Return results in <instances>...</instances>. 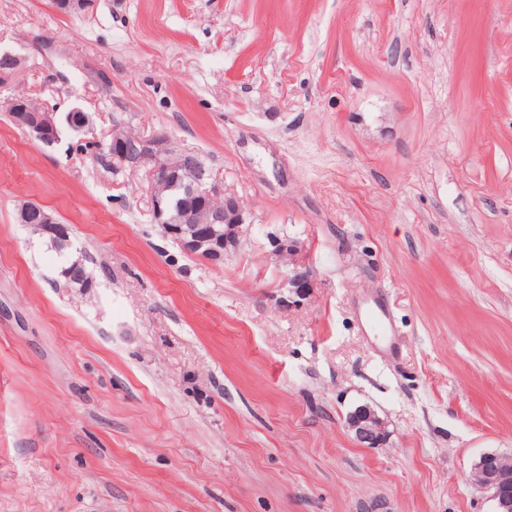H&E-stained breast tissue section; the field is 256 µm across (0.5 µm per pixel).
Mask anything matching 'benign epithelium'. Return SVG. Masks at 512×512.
Instances as JSON below:
<instances>
[{"label":"benign epithelium","mask_w":512,"mask_h":512,"mask_svg":"<svg viewBox=\"0 0 512 512\" xmlns=\"http://www.w3.org/2000/svg\"><path fill=\"white\" fill-rule=\"evenodd\" d=\"M95 0H58L55 8L67 13L90 12ZM26 98L14 101L16 123L30 138L51 147L59 141V126L66 123L78 133L94 131V121L85 115L82 120L74 118L80 108H72L64 118L57 116L53 108L42 106L29 109L24 106ZM100 162L118 170H146L150 182V207L153 222L164 235L189 257L203 258L211 264L224 262V258L238 246L247 224L248 212L243 201L235 194L224 191L213 167L203 160L197 150L179 145L164 134L140 135L132 145L119 137H112V147L99 156ZM182 183L194 195L212 203L207 221L196 220V210L187 206H174L162 195L157 185ZM36 232L59 234L61 227L56 216L49 210H40L39 222L32 225ZM272 256L288 265V277L283 287L288 289V305L297 306L309 296L314 287L313 271L303 256V246L296 240L272 239ZM346 425L357 443L364 448H376L386 441V423L369 405H359L346 416ZM509 467L512 458L495 453H484L474 464L470 480L479 489L489 494L493 502L492 512H512V499L497 492L503 474L495 462Z\"/></svg>","instance_id":"obj_1"}]
</instances>
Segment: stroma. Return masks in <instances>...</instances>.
I'll list each match as a JSON object with an SVG mask.
<instances>
[{
	"label": "stroma",
	"instance_id": "stroma-1",
	"mask_svg": "<svg viewBox=\"0 0 512 512\" xmlns=\"http://www.w3.org/2000/svg\"><path fill=\"white\" fill-rule=\"evenodd\" d=\"M0 98L94 139L165 133L249 212L223 265L154 224L139 170L0 112V512H491L512 456V0H0ZM72 230L88 295L17 220ZM314 287L281 304L271 241ZM381 297L382 356L358 308ZM370 405L389 435L358 445ZM17 96L7 97L0 101V110L4 109L8 113L11 122L14 123L12 113H14L16 123L21 127L30 138L41 142L47 147H51L59 141V126L61 118L57 116L54 108L41 106L38 109H29L24 105L26 97L18 96L14 101V107L10 110L9 101ZM21 107V108H20ZM11 111V112H10ZM15 124V123H14ZM26 205H29L30 207H32V209L34 211H36V209H40L39 217H38L39 222H37L38 224H30L31 222H29V209H28V207L23 205V207H21L19 209L18 215H17V220L20 224H27L31 228H34L35 231L40 234H43V233L59 234L58 238H60L63 242H67V239H65L64 237H60V234H61L60 225H61L62 229L64 230L65 235L69 238V241L72 243L70 228L68 227L67 224H63L58 219H56V216L50 210H43L42 208H45V207H43L41 205L31 203V202L27 203ZM57 221H58V224H57ZM272 256L288 265V277L283 288H288V306H297L309 296L314 287L313 271L303 256V246L296 240L272 239ZM346 425L357 443L364 448H376L386 441V423L369 405H359L346 416ZM497 460L502 466H511L512 468L511 456L485 453L474 464L470 480L478 489L489 494V498L493 502L491 512H512V500L507 496L500 495L496 490L503 478V474L495 467Z\"/></svg>",
	"mask_w": 512,
	"mask_h": 512
}]
</instances>
